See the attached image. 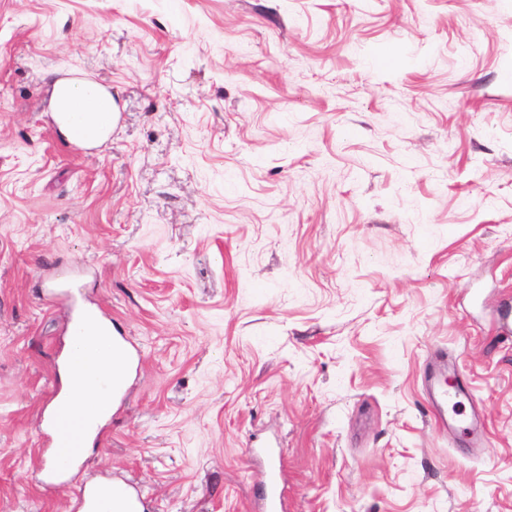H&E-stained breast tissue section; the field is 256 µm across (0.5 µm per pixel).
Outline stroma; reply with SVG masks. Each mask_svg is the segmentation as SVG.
<instances>
[{
	"mask_svg": "<svg viewBox=\"0 0 512 512\" xmlns=\"http://www.w3.org/2000/svg\"><path fill=\"white\" fill-rule=\"evenodd\" d=\"M110 91L63 139L54 84ZM76 279L137 358L40 484ZM512 0H0V512H512ZM444 366L477 426L439 427ZM284 466V455L281 451L271 454L264 474L265 492L261 499V512H283L281 497V474ZM112 484L93 483L84 486L71 505L72 512H113Z\"/></svg>",
	"mask_w": 512,
	"mask_h": 512,
	"instance_id": "35a3bbf8",
	"label": "stroma"
}]
</instances>
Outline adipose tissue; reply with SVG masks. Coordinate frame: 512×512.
Masks as SVG:
<instances>
[{
	"label": "adipose tissue",
	"mask_w": 512,
	"mask_h": 512,
	"mask_svg": "<svg viewBox=\"0 0 512 512\" xmlns=\"http://www.w3.org/2000/svg\"><path fill=\"white\" fill-rule=\"evenodd\" d=\"M114 110L111 93L84 82L58 81L51 97L52 118L64 138H71L74 125L87 131L111 127ZM132 373V357L128 348H113L108 336L92 337L90 343L70 352L63 369L65 385L72 389L71 405L80 413H102L110 417L114 400L86 392L84 382L103 374L128 385Z\"/></svg>",
	"instance_id": "adipose-tissue-1"
}]
</instances>
